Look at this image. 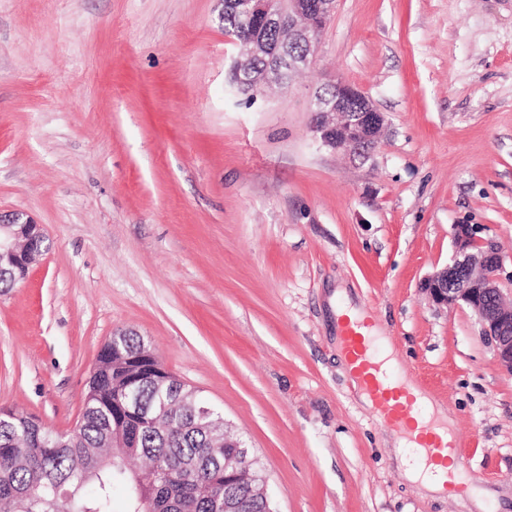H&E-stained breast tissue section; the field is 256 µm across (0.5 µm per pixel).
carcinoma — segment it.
Masks as SVG:
<instances>
[{
    "label": "carcinoma",
    "instance_id": "cac0c4a2",
    "mask_svg": "<svg viewBox=\"0 0 512 512\" xmlns=\"http://www.w3.org/2000/svg\"><path fill=\"white\" fill-rule=\"evenodd\" d=\"M224 31L241 40L246 31L234 0H224ZM144 340L124 329L101 350L89 381L83 411L69 433L54 432L34 419L0 412V512H112V490L126 496V512H224L231 498L242 512H267L253 494L264 476L257 459L245 462L236 480L225 477L224 422L212 417L211 431L194 426L192 388L160 412L159 395L170 375L144 374L136 384L146 415L127 413L122 447L111 446L115 422L107 406L125 399L138 368Z\"/></svg>",
    "mask_w": 512,
    "mask_h": 512
}]
</instances>
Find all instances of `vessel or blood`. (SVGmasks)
Returning a JSON list of instances; mask_svg holds the SVG:
<instances>
[{
  "label": "vessel or blood",
  "instance_id": "vessel-or-blood-1",
  "mask_svg": "<svg viewBox=\"0 0 512 512\" xmlns=\"http://www.w3.org/2000/svg\"><path fill=\"white\" fill-rule=\"evenodd\" d=\"M372 318L345 319L339 338L350 367L368 395L380 428L400 432L423 452L427 468L439 474L448 497L461 490V454L457 436L421 415L416 385L391 377L377 358Z\"/></svg>",
  "mask_w": 512,
  "mask_h": 512
}]
</instances>
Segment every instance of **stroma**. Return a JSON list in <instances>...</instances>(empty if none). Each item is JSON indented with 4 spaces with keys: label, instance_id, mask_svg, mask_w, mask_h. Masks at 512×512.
Segmentation results:
<instances>
[{
    "label": "stroma",
    "instance_id": "35a3bbf8",
    "mask_svg": "<svg viewBox=\"0 0 512 512\" xmlns=\"http://www.w3.org/2000/svg\"><path fill=\"white\" fill-rule=\"evenodd\" d=\"M222 0H0V210L49 248L0 290V411L79 421L138 333L262 462L274 512H512V375L465 304L419 290L479 226L512 301V0H336L310 65L251 99ZM338 79L383 112L367 161L322 147ZM452 418L482 479L426 492L359 399L336 291Z\"/></svg>",
    "mask_w": 512,
    "mask_h": 512
}]
</instances>
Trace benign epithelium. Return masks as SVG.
<instances>
[{
  "mask_svg": "<svg viewBox=\"0 0 512 512\" xmlns=\"http://www.w3.org/2000/svg\"><path fill=\"white\" fill-rule=\"evenodd\" d=\"M335 0H240L236 12L248 25V36L238 44L244 55L274 58L262 71L253 72L232 65L231 73L242 90L262 89L283 81L285 70L306 68L317 49L322 28L310 22L313 16L328 21ZM282 32L270 43L267 32ZM327 85L314 96L312 131L325 147L370 158L385 125L378 112L357 90ZM473 224L454 228V252L450 262L428 275L421 291L436 306L446 308L463 303L477 315L483 334L494 345L502 367L512 375V304L503 301L502 261L495 244L478 236ZM48 249L40 225L27 212L0 211V277L25 279L27 270Z\"/></svg>",
  "mask_w": 512,
  "mask_h": 512,
  "instance_id": "1",
  "label": "benign epithelium"
}]
</instances>
